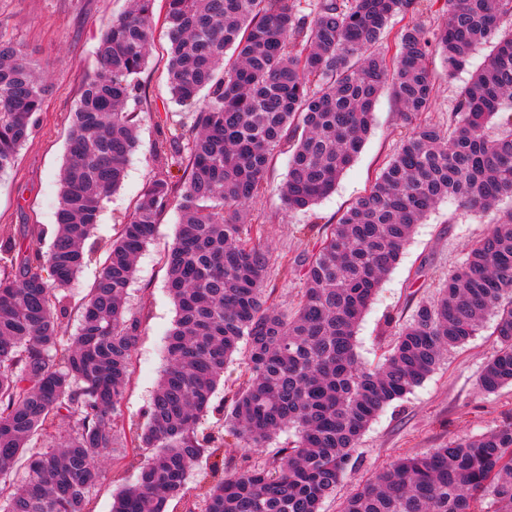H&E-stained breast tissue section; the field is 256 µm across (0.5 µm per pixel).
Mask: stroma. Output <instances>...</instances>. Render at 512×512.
Here are the masks:
<instances>
[{"mask_svg": "<svg viewBox=\"0 0 512 512\" xmlns=\"http://www.w3.org/2000/svg\"><path fill=\"white\" fill-rule=\"evenodd\" d=\"M128 0H0V32L12 38L44 71L53 86L35 136L19 151L13 167L0 176V243L40 233L49 248L59 205V173L66 154L69 115L74 111L82 78L95 61L98 39L105 26L122 14ZM169 45L163 29H156L145 69L139 76L142 92L128 110L140 118L137 145L119 190L104 203L99 221L86 244L89 257L69 287L80 299L100 270L106 251L133 209L143 187L157 171L154 142L159 132L181 133L192 124L189 108L174 103L165 74ZM485 49H477L465 69L447 74L434 59L435 104L428 120L447 122L460 89L483 63ZM408 131L391 93H383L375 108V123L354 164L341 176L335 191L311 210L285 211L278 187L288 169L287 156H278L268 175L265 194L249 210L264 229L270 251L273 300L290 308L303 288L301 272L279 268L282 255L312 252L319 228L335 223L361 197ZM179 222L170 210L154 238L141 253L129 288L128 304L141 321L132 374L118 419L125 433L145 421L144 413L167 365L166 336L176 308L166 288L163 257L171 247ZM489 229L459 203L440 202L427 215L401 256L383 280L357 331L358 352L375 363L398 327L416 307L428 300L444 275L460 266L469 245ZM497 349L492 325L453 349L436 370L402 399L387 406L361 437L356 462L347 470L322 512H339L346 494L401 456L421 455L448 442L476 436L512 422V386L481 392L478 377ZM147 448L124 445L107 450L101 475L86 495L85 512H111L112 499L134 483L138 468L150 456Z\"/></svg>", "mask_w": 512, "mask_h": 512, "instance_id": "stroma-1", "label": "stroma"}]
</instances>
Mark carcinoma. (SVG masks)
I'll list each match as a JSON object with an SVG mask.
<instances>
[{
	"mask_svg": "<svg viewBox=\"0 0 512 512\" xmlns=\"http://www.w3.org/2000/svg\"><path fill=\"white\" fill-rule=\"evenodd\" d=\"M425 0H167V85L193 110L189 133L155 144L161 172L76 307L67 287L103 201L120 187L137 142V98L153 39L154 0H132L96 48V65L72 113L52 243L0 245V512H84L99 456L118 441L116 418L140 321L127 305L136 260L171 208L180 215L165 265L177 319L167 368L137 432L154 453L112 512H167L203 454L217 477L203 512H320L358 442L388 404L403 398L496 317L498 348L478 387L512 385V0H445L448 19L414 20ZM410 17L389 54L392 21ZM490 48L460 90L447 125L422 119L434 103L430 57L448 72ZM234 53L224 56L226 48ZM391 89L409 133L370 189L298 255L304 288L291 310L271 302L269 250L252 236L248 204L288 148L283 206L306 210L330 194L360 152L380 94ZM52 84L0 32V174L36 133ZM182 171L175 180L171 168ZM493 215L464 263L415 309L373 368L356 330L415 225L443 200ZM49 267L52 280L43 276ZM75 310L79 328L64 338ZM245 345L227 433L250 450L279 432L295 440L263 464L224 470V442L197 431L224 370ZM67 425L57 442L44 435ZM26 472L11 482L14 465ZM512 512V423L398 459L348 493L341 512Z\"/></svg>",
	"mask_w": 512,
	"mask_h": 512,
	"instance_id": "carcinoma-1",
	"label": "carcinoma"
}]
</instances>
